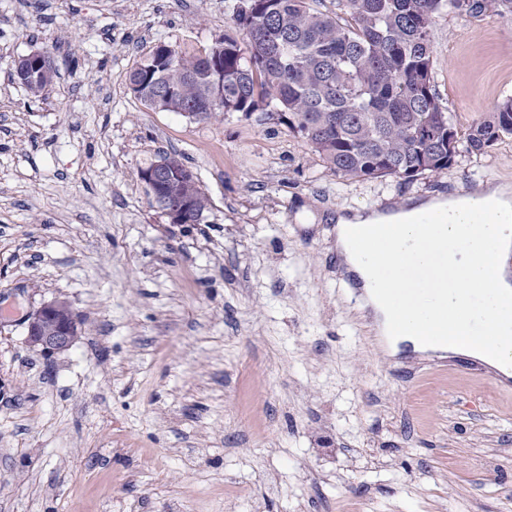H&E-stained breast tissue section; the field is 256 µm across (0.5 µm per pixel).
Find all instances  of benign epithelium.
<instances>
[{
	"label": "benign epithelium",
	"instance_id": "7a95c632",
	"mask_svg": "<svg viewBox=\"0 0 512 512\" xmlns=\"http://www.w3.org/2000/svg\"><path fill=\"white\" fill-rule=\"evenodd\" d=\"M51 64V58L40 51H35L15 61V79L26 87L37 75L47 71ZM172 176L169 160L164 157L140 173V179L151 189L155 208L167 217L170 223L186 224L193 210V189L196 185V177L191 170L183 169L180 178L185 185V193L177 199H171L163 194L162 187ZM67 308L66 302L55 300L43 304L33 312L26 324L28 344L45 356H52L69 349L72 346L73 337L78 335L77 320L73 317L65 322L54 319L57 313Z\"/></svg>",
	"mask_w": 512,
	"mask_h": 512
}]
</instances>
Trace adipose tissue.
<instances>
[{"label":"adipose tissue","mask_w":512,"mask_h":512,"mask_svg":"<svg viewBox=\"0 0 512 512\" xmlns=\"http://www.w3.org/2000/svg\"><path fill=\"white\" fill-rule=\"evenodd\" d=\"M481 204L463 208L452 199H420L411 211L384 213L350 209L336 214V250L347 272L361 282L384 329L397 311L404 329L390 354L407 343L420 356H463L512 375V184L480 181L473 189ZM433 212L438 223L416 216ZM359 225H386L390 234L361 244ZM446 317L447 337L425 338L424 326ZM495 337L494 348L474 340L476 330Z\"/></svg>","instance_id":"1"}]
</instances>
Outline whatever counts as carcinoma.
Wrapping results in <instances>:
<instances>
[{
    "label": "carcinoma",
    "mask_w": 512,
    "mask_h": 512,
    "mask_svg": "<svg viewBox=\"0 0 512 512\" xmlns=\"http://www.w3.org/2000/svg\"><path fill=\"white\" fill-rule=\"evenodd\" d=\"M337 11L310 0H241L233 13L248 40L244 51L223 38L224 106L209 57L168 45L132 68L129 87L149 108L198 120L219 112H258L273 105L291 116L334 174L411 181L453 165L459 148L480 154L512 135V96L460 142L433 84L431 29L442 14L512 19V0H337Z\"/></svg>",
    "instance_id": "cac0c4a2"
}]
</instances>
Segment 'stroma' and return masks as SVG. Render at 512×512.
Here are the masks:
<instances>
[{"label":"stroma","mask_w":512,"mask_h":512,"mask_svg":"<svg viewBox=\"0 0 512 512\" xmlns=\"http://www.w3.org/2000/svg\"><path fill=\"white\" fill-rule=\"evenodd\" d=\"M235 0H0V512H512V389L388 356L336 263L339 208L512 182V137L413 181L334 175L285 125L148 109L157 45L236 34ZM459 137L512 95V21L444 14ZM48 53L32 97L18 58ZM180 154L210 205L173 224L139 171ZM67 301L47 357L24 317ZM51 64V58L40 51H35L15 61L13 67L15 79L21 85L27 87L37 75L47 71ZM55 76L56 68L49 69L47 74L34 84H31L28 90L35 97L42 96L52 85Z\"/></svg>","instance_id":"stroma-1"}]
</instances>
